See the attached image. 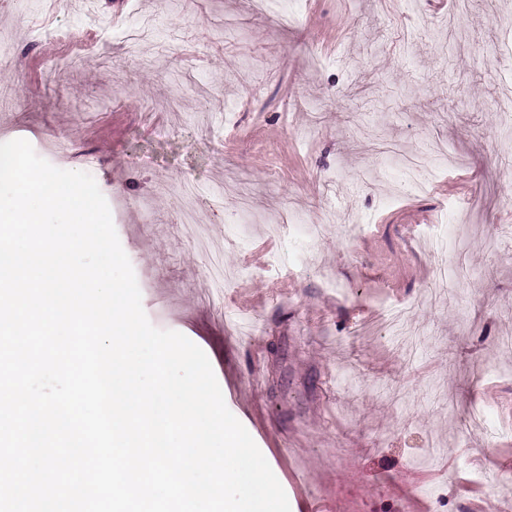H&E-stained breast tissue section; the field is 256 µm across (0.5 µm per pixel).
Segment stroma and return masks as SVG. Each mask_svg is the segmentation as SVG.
Listing matches in <instances>:
<instances>
[{
	"mask_svg": "<svg viewBox=\"0 0 512 512\" xmlns=\"http://www.w3.org/2000/svg\"><path fill=\"white\" fill-rule=\"evenodd\" d=\"M286 2L290 26L252 0H0V143L91 170L149 321L206 353L291 512H476L512 464V243L486 247L512 226V0ZM400 308L409 363L381 332Z\"/></svg>",
	"mask_w": 512,
	"mask_h": 512,
	"instance_id": "obj_1",
	"label": "stroma"
}]
</instances>
